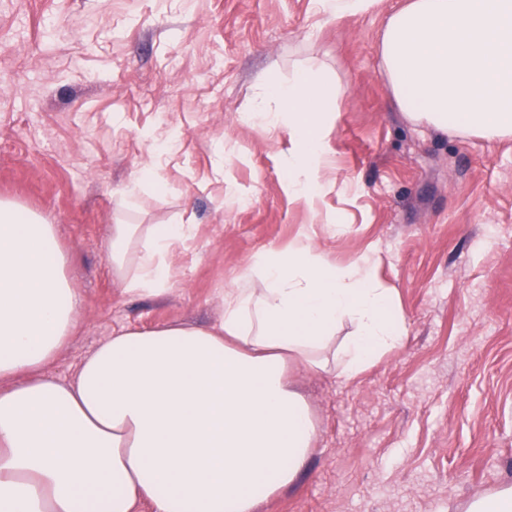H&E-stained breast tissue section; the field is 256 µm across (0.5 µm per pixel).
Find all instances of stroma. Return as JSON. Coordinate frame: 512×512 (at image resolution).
Wrapping results in <instances>:
<instances>
[{"label": "stroma", "instance_id": "1", "mask_svg": "<svg viewBox=\"0 0 512 512\" xmlns=\"http://www.w3.org/2000/svg\"><path fill=\"white\" fill-rule=\"evenodd\" d=\"M402 3L327 20L315 0H0V198L54 224L80 297L55 378L115 329L218 323L221 290L302 234L337 265L369 254L392 292L396 349L347 381L291 370L317 434L259 512H467L512 486V141L400 112L378 48ZM309 63L340 87L311 205L283 179L287 128L251 117ZM146 166L164 191L132 187ZM119 222L194 225L167 295L113 278Z\"/></svg>", "mask_w": 512, "mask_h": 512}]
</instances>
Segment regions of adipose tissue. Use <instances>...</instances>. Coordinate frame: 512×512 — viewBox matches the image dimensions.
<instances>
[{
    "label": "adipose tissue",
    "instance_id": "1",
    "mask_svg": "<svg viewBox=\"0 0 512 512\" xmlns=\"http://www.w3.org/2000/svg\"><path fill=\"white\" fill-rule=\"evenodd\" d=\"M380 68L405 117L442 133L512 138V0H407L384 25ZM339 90L316 66L256 104L287 124L289 191L314 203L324 116ZM191 224H116L112 275L132 296L174 285L168 256ZM54 225L0 199V512H257L303 470L316 421L291 368L349 379L405 333L368 257L341 268L302 239L256 255L223 289L212 327L114 332L72 381L45 366L76 331L80 301ZM355 327L337 340L343 323Z\"/></svg>",
    "mask_w": 512,
    "mask_h": 512
}]
</instances>
